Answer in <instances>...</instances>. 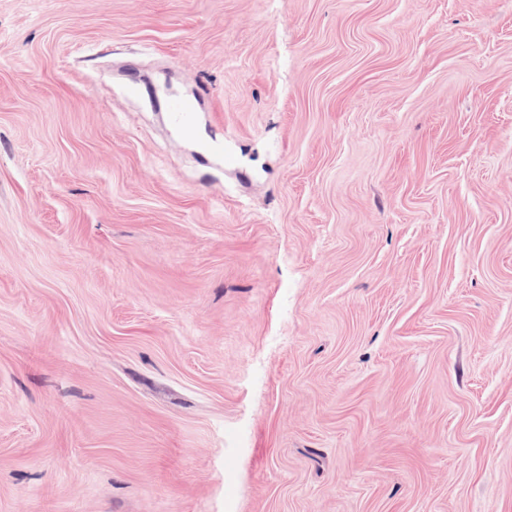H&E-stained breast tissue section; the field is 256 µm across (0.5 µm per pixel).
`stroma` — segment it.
<instances>
[{
	"label": "stroma",
	"instance_id": "stroma-1",
	"mask_svg": "<svg viewBox=\"0 0 512 512\" xmlns=\"http://www.w3.org/2000/svg\"><path fill=\"white\" fill-rule=\"evenodd\" d=\"M0 512H512V0H0Z\"/></svg>",
	"mask_w": 512,
	"mask_h": 512
}]
</instances>
